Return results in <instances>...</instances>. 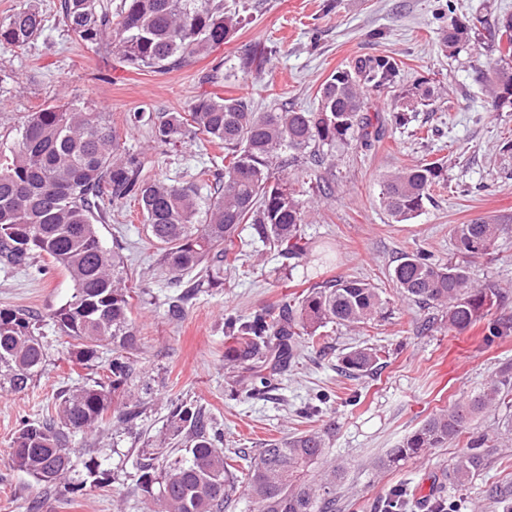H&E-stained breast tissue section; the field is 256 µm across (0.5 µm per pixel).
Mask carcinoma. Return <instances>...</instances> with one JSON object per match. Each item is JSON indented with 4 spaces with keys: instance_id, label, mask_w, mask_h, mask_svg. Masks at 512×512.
Returning a JSON list of instances; mask_svg holds the SVG:
<instances>
[{
    "instance_id": "obj_1",
    "label": "carcinoma",
    "mask_w": 512,
    "mask_h": 512,
    "mask_svg": "<svg viewBox=\"0 0 512 512\" xmlns=\"http://www.w3.org/2000/svg\"><path fill=\"white\" fill-rule=\"evenodd\" d=\"M67 31L87 46L104 37L135 68L169 70L229 39L241 24L224 10V0H121L117 9L103 0H61ZM448 5V25L440 29L443 51L454 54L470 44L472 21L455 17ZM44 27L33 0L0 18V47L30 45ZM268 51L257 45L239 59L245 75L263 72ZM399 63L386 55H364L331 74L319 89L316 112L286 106L256 112L242 97L210 93L184 112H169L158 123L142 112L137 123L151 125L154 139L175 147L203 135L224 145V168L212 172L209 195L200 198L191 186L151 180L139 156L117 155L118 135L106 113L71 100L46 104L27 113L12 145L0 149V256L21 264L33 255L49 260L73 283V293L50 314L51 324L70 339L71 361L88 370L85 381L63 390L53 412L19 424L12 441V467L59 495L119 479L104 460L83 461L77 472L68 448L73 434L95 430L110 408L120 409L118 423L136 429L143 405L133 386L137 379L136 329L131 318L133 290L126 284L121 249L107 248L95 221L104 200L134 201L147 231L160 246L158 262L180 284L195 280L181 299L204 284L224 281V270L241 256L239 227L278 252L282 266L308 254L303 224L306 202L274 167H290L307 149L364 145L379 136L369 115L368 94L393 87ZM490 108L512 105V78L492 79L479 69ZM434 90L421 83L400 97L392 121L403 126L409 113L427 106ZM445 180L444 166L421 163L397 169L382 181L380 203L399 224L420 215L431 188ZM457 248L475 257L494 248L500 225L485 219L453 228ZM393 278L407 301L446 311L448 330L463 332L483 319L493 299L508 295L492 284L476 285L467 271L439 263L418 248L405 254ZM377 289L360 279L337 278L310 285L297 301L224 319V367L239 391L254 395L274 382L299 352V339H313L330 324L359 325L382 309ZM50 355L38 319L23 309H0V390L24 393L46 369ZM377 355L368 348L347 353L342 369L351 376L373 370ZM498 382L482 393L433 414L392 449L395 464L426 448H441L497 407ZM335 425L324 423L299 436L275 439L255 456L224 451L217 423L191 403L170 404L165 427L141 449L136 485L149 512H224L241 494L253 512H333L341 467L318 466L328 454ZM485 436L470 439L469 452L449 475L466 486L485 464Z\"/></svg>"
}]
</instances>
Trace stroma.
<instances>
[{
	"label": "stroma",
	"instance_id": "obj_1",
	"mask_svg": "<svg viewBox=\"0 0 512 512\" xmlns=\"http://www.w3.org/2000/svg\"><path fill=\"white\" fill-rule=\"evenodd\" d=\"M240 10L243 23L224 44L171 71L137 70L114 45L87 46L71 37L58 11L59 0H36L44 30L28 47L0 48V141L12 143L27 112L46 104L81 98L107 113L124 152L141 157L145 171L180 185L209 188L205 170L224 165V150L204 139L176 148L155 142L150 126L132 123L136 112L154 117L186 110L200 95L245 96L262 112L280 101L298 111L318 105L322 82L361 55L394 57L401 75L396 87L371 91L382 126L372 146L337 147L323 164L306 161L287 169L314 210L304 230L311 251L291 275L279 271L275 250L253 240L241 227L243 260L225 273L223 285L199 289L180 314L169 311L177 291L157 266L159 247L137 204L105 207L97 225L105 245L120 244L127 272L143 293L132 301L137 329L139 387L145 412L140 427L155 434L170 402L187 400L224 430L225 449L255 453L269 440L311 427L304 410L320 406L323 419L336 423L330 460L345 474L336 489V512H383L390 490L410 485L416 495L404 512H432L439 498H454L459 512H503L512 496L498 503L491 490L512 486V441L502 442L507 406L475 419L472 431L487 436L485 466L468 487L448 483L447 473L467 453L472 431L442 448L380 467L391 448L421 427L436 411L480 393L492 381L512 375V335H488V322L512 320V301L490 306L485 320L461 333L439 324L423 332L435 309L403 300L393 281L402 254L423 246L437 259L466 268L472 280L492 284L512 298V106L492 112L473 80L476 67L496 61L488 34L467 49L442 52L438 32L449 12L483 16L488 24L512 16V0H224ZM272 47L262 78L237 74L238 59L255 45ZM434 90L432 105L404 126L390 114L400 91L419 81ZM439 162L445 181L436 185L420 216L393 222L379 200L384 174L420 162ZM496 218L502 231L489 254L470 257L456 247L453 228L478 218ZM359 278L377 288L384 317L358 328L331 325L317 344L303 347L282 372L276 390L263 397L239 394L224 375V315H242L292 300L311 284ZM73 292L65 273L37 258L23 265L0 259V308H20L39 316L64 303ZM51 361L22 394L0 392V512H30L47 498L51 512H146L132 478L133 438L117 433L112 420L76 435L74 461L89 454L111 455L119 482L65 495H46L42 484L11 467V441L19 423L53 407L60 391L78 381L63 354L65 340L45 326ZM357 347L375 349L378 366L357 379L341 372V358Z\"/></svg>",
	"mask_w": 512,
	"mask_h": 512
}]
</instances>
